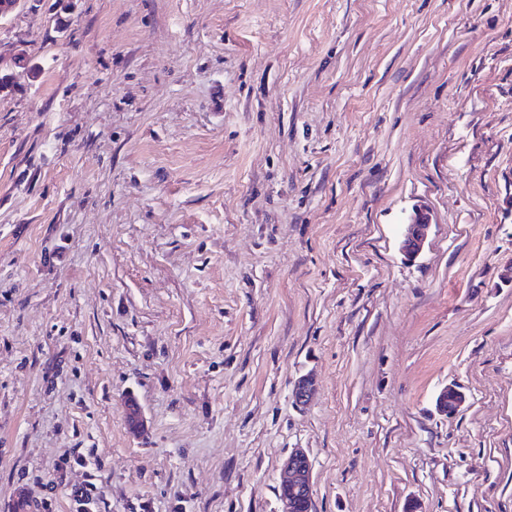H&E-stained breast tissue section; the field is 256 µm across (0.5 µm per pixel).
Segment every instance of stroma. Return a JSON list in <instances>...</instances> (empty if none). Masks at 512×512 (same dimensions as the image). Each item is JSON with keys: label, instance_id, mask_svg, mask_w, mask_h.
Wrapping results in <instances>:
<instances>
[{"label": "stroma", "instance_id": "35a3bbf8", "mask_svg": "<svg viewBox=\"0 0 512 512\" xmlns=\"http://www.w3.org/2000/svg\"><path fill=\"white\" fill-rule=\"evenodd\" d=\"M70 2L0 19V512H512V0ZM430 221L428 212L423 210L416 211L410 216L402 246L406 255L414 257L422 251ZM278 495L281 512H296L303 500L312 501V469L308 455L293 451L283 464Z\"/></svg>", "mask_w": 512, "mask_h": 512}]
</instances>
